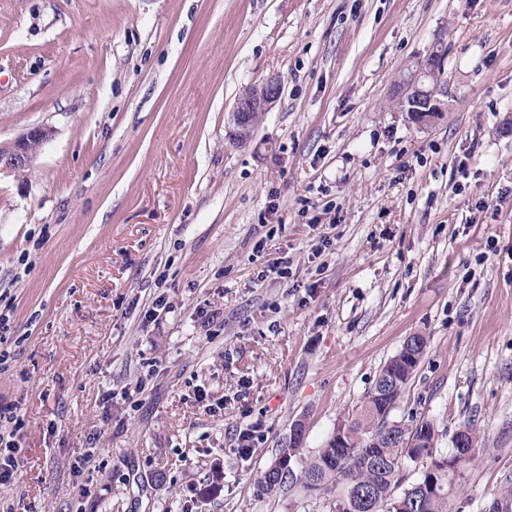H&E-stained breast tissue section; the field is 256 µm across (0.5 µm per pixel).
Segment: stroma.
<instances>
[{
    "label": "stroma",
    "instance_id": "obj_1",
    "mask_svg": "<svg viewBox=\"0 0 512 512\" xmlns=\"http://www.w3.org/2000/svg\"><path fill=\"white\" fill-rule=\"evenodd\" d=\"M438 43L422 127L396 89ZM35 126L0 175V407L25 422L0 512H329L259 474L299 418L304 466L415 334L389 421L442 453L473 430L451 512L512 487V0H0V142ZM281 94V83L276 77L267 78L245 90L237 99L233 112H231L234 137L236 134L252 136L263 114L275 105ZM50 129L34 127L6 143H0V174H17L19 169L31 168L39 148L50 137ZM40 140L36 151L29 148L33 141Z\"/></svg>",
    "mask_w": 512,
    "mask_h": 512
}]
</instances>
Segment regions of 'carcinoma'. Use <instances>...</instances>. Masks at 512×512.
<instances>
[{"label":"carcinoma","mask_w":512,"mask_h":512,"mask_svg":"<svg viewBox=\"0 0 512 512\" xmlns=\"http://www.w3.org/2000/svg\"><path fill=\"white\" fill-rule=\"evenodd\" d=\"M381 368L362 409L353 420L340 423L345 444L330 436L317 455L295 471L301 443L282 449L261 473L259 483L269 493L287 480L314 479L309 491L331 494V512H448L452 481L446 455L437 450L433 423L422 419L389 434L388 416L414 376L427 347L424 336H412ZM422 463L421 476L404 485L403 460Z\"/></svg>","instance_id":"carcinoma-1"}]
</instances>
